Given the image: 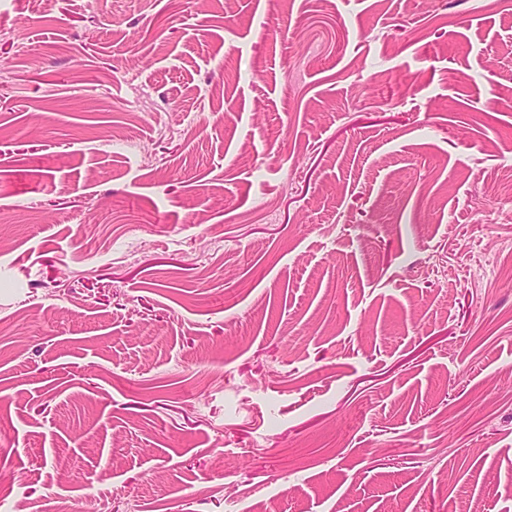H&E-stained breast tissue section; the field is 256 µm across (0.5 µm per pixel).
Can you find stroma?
<instances>
[{
    "label": "stroma",
    "instance_id": "1",
    "mask_svg": "<svg viewBox=\"0 0 512 512\" xmlns=\"http://www.w3.org/2000/svg\"><path fill=\"white\" fill-rule=\"evenodd\" d=\"M512 512V0H0V512Z\"/></svg>",
    "mask_w": 512,
    "mask_h": 512
}]
</instances>
